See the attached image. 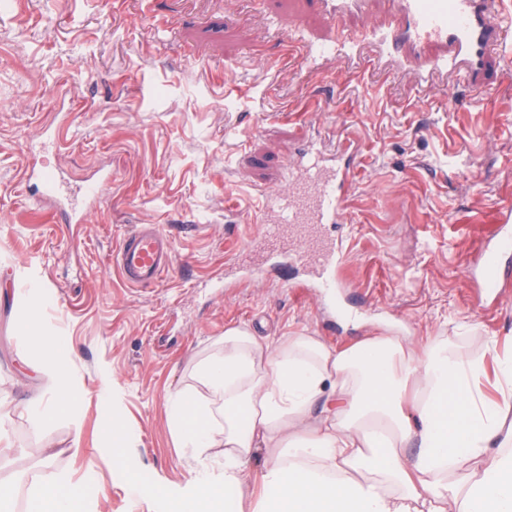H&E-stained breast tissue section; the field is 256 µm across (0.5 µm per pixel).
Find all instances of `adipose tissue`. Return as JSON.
<instances>
[{
  "label": "adipose tissue",
  "mask_w": 512,
  "mask_h": 512,
  "mask_svg": "<svg viewBox=\"0 0 512 512\" xmlns=\"http://www.w3.org/2000/svg\"><path fill=\"white\" fill-rule=\"evenodd\" d=\"M196 372L207 400L175 391L169 423L181 447L223 449L224 463L200 469L183 496L151 488L170 512H224L228 490L234 512H512V451L492 449L512 412L511 360L499 366L500 399L486 400L483 365L442 343L371 336L338 350L293 336L274 346L237 326ZM101 492L58 478L31 490L28 509L87 512Z\"/></svg>",
  "instance_id": "adipose-tissue-1"
}]
</instances>
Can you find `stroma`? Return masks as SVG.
I'll list each match as a JSON object with an SVG mask.
<instances>
[{"mask_svg":"<svg viewBox=\"0 0 512 512\" xmlns=\"http://www.w3.org/2000/svg\"><path fill=\"white\" fill-rule=\"evenodd\" d=\"M152 12L114 18L109 0H11L0 8V512H26L51 476L104 492L91 512H165L147 489L186 487L200 467L170 428L172 393L192 384L210 341L247 325L259 341L314 336L347 349L370 336L421 348L446 342L485 367L512 356V291L483 309L463 278L475 244L512 198V83L467 102L462 77L419 84L371 39L310 71L277 61L302 28L317 47L336 31L311 0H197L171 32ZM56 134L44 168L78 196L100 165L112 186L83 224L25 199L27 145ZM350 137L358 171L344 224L345 277L326 304L299 262L261 248L267 198L308 145ZM157 224L174 243L161 287H128L112 264L125 234ZM38 316L40 330L21 325ZM69 344L77 411L23 414L53 390L38 371L46 337ZM111 385V401L99 395ZM120 420L135 469L117 466L103 412Z\"/></svg>","mask_w":512,"mask_h":512,"instance_id":"1","label":"stroma"}]
</instances>
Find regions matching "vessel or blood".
<instances>
[{"label":"vessel or blood","instance_id":"1","mask_svg":"<svg viewBox=\"0 0 512 512\" xmlns=\"http://www.w3.org/2000/svg\"><path fill=\"white\" fill-rule=\"evenodd\" d=\"M328 19L341 15L369 16L375 4L386 7L383 41L395 49L397 61L414 63L421 75L458 72L474 88L491 84L501 70L497 53L512 36V12L493 9L491 0H313ZM358 148L343 138L336 149L305 152L288 161V190L267 206L271 214L263 240L280 251L283 238L296 240L292 261L308 260L324 297L333 296L343 282L342 245L314 238L313 232L342 223L348 193L357 172ZM111 182L97 173L82 188V202L60 189L57 177L30 165L22 180L24 197L51 205L60 223H83ZM498 238L480 242L463 275L489 303L512 287V201L498 206ZM115 264L123 281L133 288L158 287L173 264L169 235L154 224H140L122 239Z\"/></svg>","mask_w":512,"mask_h":512}]
</instances>
